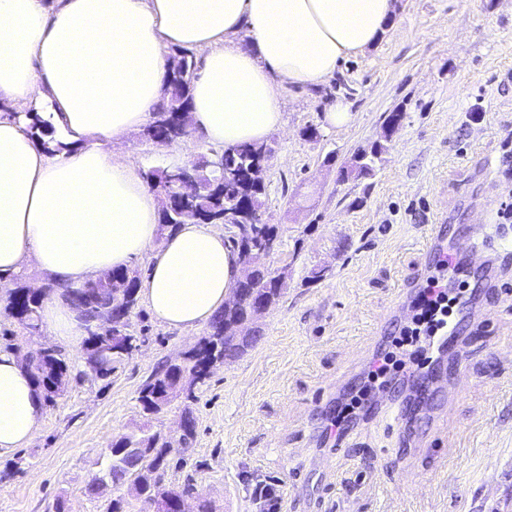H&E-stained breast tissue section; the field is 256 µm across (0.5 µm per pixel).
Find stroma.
<instances>
[{"label": "stroma", "mask_w": 512, "mask_h": 512, "mask_svg": "<svg viewBox=\"0 0 512 512\" xmlns=\"http://www.w3.org/2000/svg\"><path fill=\"white\" fill-rule=\"evenodd\" d=\"M339 99L351 103L352 123L323 125ZM396 108L404 119L374 174L342 179ZM310 125L316 138L304 134ZM267 143L262 211L278 227V249L266 263L287 267L284 294L251 348L216 364L195 401L175 399L153 420L165 435L184 412L196 420L184 463L166 481L193 485L188 512L200 498L215 512H255L261 487L288 512H512V257L489 270L461 259L482 321L456 380L461 393L443 400L444 425L426 422L406 383L398 425L372 409L348 431L347 448L331 451L322 435L402 325L395 294L432 269L431 226H467L479 210L512 203V0H396L374 45L321 87L293 89L284 128ZM211 150L192 132L112 148L144 171ZM315 266L328 276L311 280ZM131 322L143 342L105 386L81 377L83 343L27 335L0 313V349L55 345L75 368L64 394L44 404L31 443L0 456V470L19 467L0 481V512H110L112 486L90 498L86 485L112 442L142 425L145 380L207 332L168 327L141 302Z\"/></svg>", "instance_id": "35a3bbf8"}]
</instances>
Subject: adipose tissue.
<instances>
[{"label": "adipose tissue", "mask_w": 512, "mask_h": 512, "mask_svg": "<svg viewBox=\"0 0 512 512\" xmlns=\"http://www.w3.org/2000/svg\"><path fill=\"white\" fill-rule=\"evenodd\" d=\"M394 14L395 0H0V276L33 267L79 288L146 252L139 294L153 316L181 330L208 322L240 275L237 250L210 224L158 240L156 197L137 162L111 151L157 112L169 48L204 50L190 122L231 149L281 129L292 87L324 84ZM16 106L40 111L65 150L33 139ZM41 323L82 334L62 301L44 303ZM42 408L17 354L1 351L0 455L33 440Z\"/></svg>", "instance_id": "obj_1"}]
</instances>
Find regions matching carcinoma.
<instances>
[{
	"label": "carcinoma",
	"mask_w": 512,
	"mask_h": 512,
	"mask_svg": "<svg viewBox=\"0 0 512 512\" xmlns=\"http://www.w3.org/2000/svg\"><path fill=\"white\" fill-rule=\"evenodd\" d=\"M197 63L193 57L181 52L173 57L168 97L144 137L153 143L173 142L182 138L179 114L188 110L191 85L196 76ZM25 116L28 130L48 145L46 137L53 135L51 126L34 112ZM383 145L374 144L370 150L356 153L361 161L342 169L343 178L366 177L373 174L376 159ZM271 148L265 144H244L224 153V173L200 165L197 181L198 194L187 204L174 190L169 169H151L144 179L160 201V233H176L186 223L185 212L190 209L197 224H223L240 218L248 226L253 246L258 247L270 237L277 236L276 227L262 218V197L265 185L254 180V170L265 164ZM141 272L136 269L112 272L106 282H89L81 288L66 289L63 297L79 314L87 333L85 340V367L80 372L93 381H107L117 367L128 361L139 347L140 337L132 330L131 315L137 304V290ZM15 287L10 289L4 314L14 319L30 336L41 332L40 309L44 294L29 288L24 276L12 277ZM284 279L271 269L251 268L240 274L234 292L240 298L228 303L210 319L207 334L184 357L153 372L140 389L139 402L146 423L139 431L121 437L108 448V465L94 477L87 487L89 495L97 494L98 483L112 480L119 489L128 486L137 499L147 505H163L167 512H177L179 501L190 495V485L174 487L164 482L171 456L185 451L195 434V420L185 415V434L180 446L174 447L164 435L151 428L150 422L160 413L154 395L183 379L189 385L183 396L195 399V386L205 383L210 366L217 361L233 360L244 353L248 341L245 337L262 331L260 311L268 310L279 302L283 294ZM29 368L44 401L51 403L63 395L66 379L72 365L57 350L45 358L29 362Z\"/></svg>",
	"instance_id": "cac0c4a2"
}]
</instances>
